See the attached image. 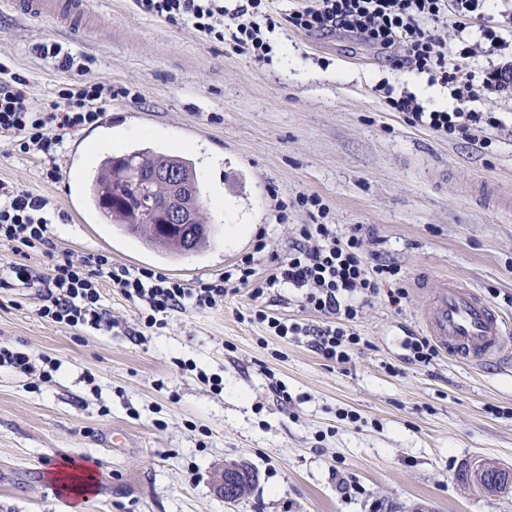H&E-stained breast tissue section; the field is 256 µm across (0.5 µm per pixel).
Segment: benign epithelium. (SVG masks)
<instances>
[{
	"instance_id": "benign-epithelium-1",
	"label": "benign epithelium",
	"mask_w": 512,
	"mask_h": 512,
	"mask_svg": "<svg viewBox=\"0 0 512 512\" xmlns=\"http://www.w3.org/2000/svg\"><path fill=\"white\" fill-rule=\"evenodd\" d=\"M137 198L153 223L167 232L188 225L195 236H208L211 229L201 212L191 181L175 164L150 165L135 172Z\"/></svg>"
}]
</instances>
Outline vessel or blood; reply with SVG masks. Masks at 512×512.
I'll use <instances>...</instances> for the list:
<instances>
[{"label":"vessel or blood","instance_id":"vessel-or-blood-1","mask_svg":"<svg viewBox=\"0 0 512 512\" xmlns=\"http://www.w3.org/2000/svg\"><path fill=\"white\" fill-rule=\"evenodd\" d=\"M23 17H65L83 26L89 0H7ZM471 198L476 205L512 210V199L501 196L487 181H475ZM428 336L452 360L467 366L512 364V320L506 319L475 289L454 278L442 280L431 291L429 307L420 317Z\"/></svg>","mask_w":512,"mask_h":512}]
</instances>
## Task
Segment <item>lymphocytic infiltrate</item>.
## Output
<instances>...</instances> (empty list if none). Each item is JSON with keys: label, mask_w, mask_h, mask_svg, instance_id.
<instances>
[{"label": "lymphocytic infiltrate", "mask_w": 512, "mask_h": 512, "mask_svg": "<svg viewBox=\"0 0 512 512\" xmlns=\"http://www.w3.org/2000/svg\"><path fill=\"white\" fill-rule=\"evenodd\" d=\"M234 2L230 8L224 0H137L144 15L183 25L206 42L231 38L238 53L264 61L272 51L266 34L276 27L267 0ZM478 6L479 0H312L306 8L288 11L283 19L300 32L348 35L368 42L388 53L394 67L429 74L465 100L476 96L471 80L459 61L449 60L442 42L425 24L448 18L457 31H464ZM36 51L56 59L68 78L58 86L56 103L47 107L27 94V78L0 61V138L17 154L39 159L44 179L52 181L65 135L98 123L112 100V88L89 79L87 66L77 64L71 51L58 43L39 44ZM388 105L409 125L467 139L480 150L491 146V131L502 126L489 113L425 111L410 95L390 99ZM55 218L45 197L0 182V244L9 245L13 255L0 288L44 289L45 303L37 315L61 327L111 330L112 317L102 306V286L107 281L139 305L140 324L148 331L165 327L176 312L221 308L227 296L243 288L259 299L289 285L302 290L306 308L324 315L322 324H301L261 309L250 314V321L281 339L305 337L325 359L343 363L363 341L354 327L359 298L383 293L396 305L405 297L404 288L397 285L400 267L368 252L367 238L357 228L341 233L332 224H299L287 257L265 276H258L254 254H248L224 272L187 282L150 268L118 264L102 251L76 258L56 256L49 235ZM37 257L42 260L38 266L33 263Z\"/></svg>", "instance_id": "f902f5d3"}]
</instances>
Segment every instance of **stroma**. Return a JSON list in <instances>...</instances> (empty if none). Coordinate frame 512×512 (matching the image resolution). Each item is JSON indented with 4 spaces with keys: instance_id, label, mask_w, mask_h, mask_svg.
<instances>
[{
    "instance_id": "35a3bbf8",
    "label": "stroma",
    "mask_w": 512,
    "mask_h": 512,
    "mask_svg": "<svg viewBox=\"0 0 512 512\" xmlns=\"http://www.w3.org/2000/svg\"><path fill=\"white\" fill-rule=\"evenodd\" d=\"M92 10L97 20L73 29L0 9V59L29 78L31 97L55 102L64 78L33 50L48 40L94 57L90 78L114 90L100 122L80 128L83 146L60 156L57 182L0 142V181L64 214L50 227L59 251L103 250L192 282L253 252L258 234L268 242L257 253L263 271L286 257L294 225H359L369 250L400 265L406 297L397 307L383 295L366 302L357 322L366 343L339 363L305 338L247 322L260 308L320 324L285 286L258 300L241 289L222 308L174 313L142 337L138 306L112 285L103 293L116 322L109 332L43 321L41 289H0V345L55 364L46 382L0 368V512H512V488L458 480L479 462L512 471V371L470 368L443 352L422 366L409 349L429 305L415 285L422 274L432 285L463 279L512 316V214L477 206L468 193L482 177L512 197V82L502 91L483 84L487 70L512 63V41L493 49L484 37L512 31V0H484L465 32L435 28L449 52L472 51L470 109L503 123L482 151L391 110L387 97L407 93L428 111L438 95L459 102L361 40L284 24L270 35V60L257 63L231 42L207 44L143 15L135 0H94ZM146 141L194 163L215 228L204 252L163 255L114 235L87 206L97 173L90 144L120 153ZM302 193L318 195L327 215L295 206ZM83 455L97 484L78 504L48 473ZM231 462L257 480L230 505L216 474Z\"/></svg>"
}]
</instances>
